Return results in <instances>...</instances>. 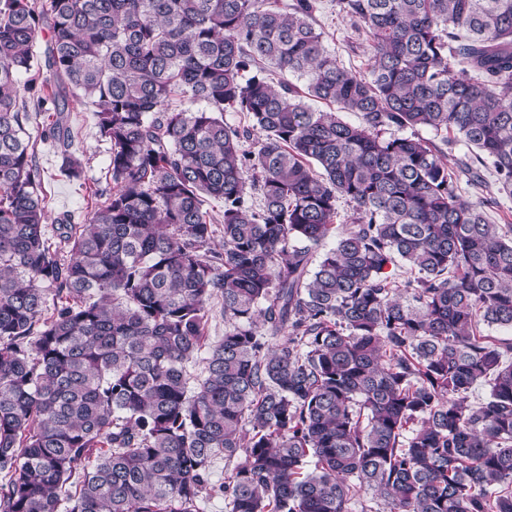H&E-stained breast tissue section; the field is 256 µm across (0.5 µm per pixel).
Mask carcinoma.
<instances>
[{"mask_svg":"<svg viewBox=\"0 0 512 512\" xmlns=\"http://www.w3.org/2000/svg\"><path fill=\"white\" fill-rule=\"evenodd\" d=\"M336 5L365 74L317 0H0V512H512V224L458 188L512 195V0ZM69 94L112 193L63 259L25 98L78 181ZM315 13L317 26L328 34L327 44L344 61L361 72H367V56L364 46L354 35L347 20L338 12L333 0H321ZM459 189L461 199L475 204H482L486 200H496L498 206L485 209L489 221L493 224H505L512 219V196L504 194L497 177L485 170L482 181L476 188H470L464 182H460Z\"/></svg>","mask_w":512,"mask_h":512,"instance_id":"carcinoma-1","label":"carcinoma"}]
</instances>
